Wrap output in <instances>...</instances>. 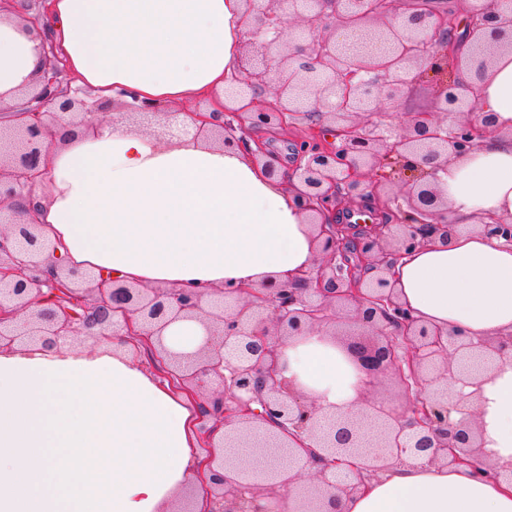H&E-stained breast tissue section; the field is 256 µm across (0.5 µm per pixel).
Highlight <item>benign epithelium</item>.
I'll return each mask as SVG.
<instances>
[{"instance_id":"7a95c632","label":"benign epithelium","mask_w":512,"mask_h":512,"mask_svg":"<svg viewBox=\"0 0 512 512\" xmlns=\"http://www.w3.org/2000/svg\"><path fill=\"white\" fill-rule=\"evenodd\" d=\"M234 84L240 97L270 93L273 107L255 99L219 112L163 110L128 105L133 123L172 140L192 135L247 149L253 131L288 128L296 116L310 120L295 143L296 166L287 179L303 209L373 198L382 220L365 228L344 222L320 225V259L303 275V287L270 281L250 298L224 287V305L205 309L209 288L137 286L96 281L84 271L50 262L54 248L37 233L33 211L22 205L42 176L46 141L59 126L91 129L103 109L70 86L68 64L47 27L43 70L27 89L28 102L0 126V348L39 341L45 348L66 335L95 342L110 337L112 318H123L162 365L170 385L199 405L196 433L205 453L198 479L207 512H277L288 492L293 512H339L344 496L367 477L405 456L426 464L466 465L474 475L512 480V461L488 464L468 397L447 398L438 383L477 384L485 372L512 362V334L474 339L445 332L416 317L398 298L389 271L409 251L448 239L447 198L436 184L448 156L471 153L493 131L491 115L476 116V83L494 54L512 48V11L502 0H477L467 20L474 80L457 76L461 40L447 5L424 0H245ZM302 33L285 40L289 20ZM363 30L384 46L374 53L353 45L342 53L336 32ZM431 85L435 112H410L397 126L373 120L414 85ZM191 119L186 125L180 115ZM259 157L271 176L279 161L265 142ZM386 164L410 172L394 187L374 174ZM512 244V222L479 225ZM197 319L207 330L193 352L170 350L164 332ZM328 329L367 389L391 377L405 403L386 409L363 396L356 414L321 428L316 401L276 378L281 346L289 338ZM461 415L455 420L452 413ZM377 451L366 453L368 437ZM230 448L269 454L264 470L228 458Z\"/></svg>"}]
</instances>
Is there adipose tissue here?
Instances as JSON below:
<instances>
[{
    "mask_svg": "<svg viewBox=\"0 0 512 512\" xmlns=\"http://www.w3.org/2000/svg\"><path fill=\"white\" fill-rule=\"evenodd\" d=\"M248 23L243 0H52L51 35L80 84L122 111L129 96L182 104L230 85ZM41 61L40 40L0 14V105ZM497 132L448 160L437 183L461 230L400 258L401 301L420 319L476 338L512 332V246L473 231L512 221V52L478 83ZM28 201L70 266L148 286L296 278L317 245L292 188L238 148L164 144L116 119L51 142ZM282 377L328 414L356 412L362 388L328 332L289 339ZM484 458L512 460V364L473 388ZM196 405L160 382L124 334L95 352L75 336L53 349H0V512H170L195 483ZM341 512H512V483L407 460Z\"/></svg>",
    "mask_w": 512,
    "mask_h": 512,
    "instance_id": "adipose-tissue-1",
    "label": "adipose tissue"
}]
</instances>
